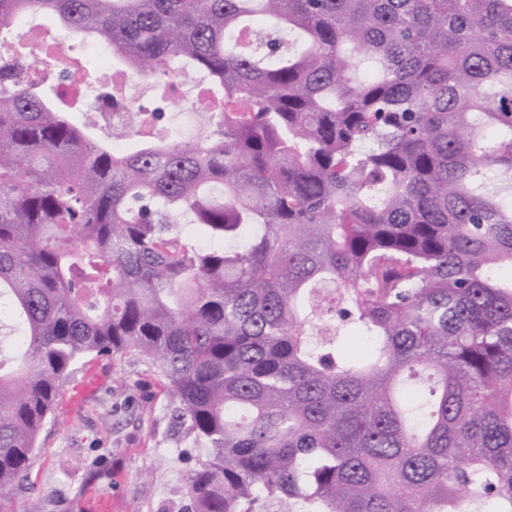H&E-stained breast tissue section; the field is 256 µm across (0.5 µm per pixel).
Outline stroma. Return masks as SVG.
<instances>
[{"mask_svg":"<svg viewBox=\"0 0 512 512\" xmlns=\"http://www.w3.org/2000/svg\"><path fill=\"white\" fill-rule=\"evenodd\" d=\"M163 380L132 357L92 356L64 384L7 512H180L204 458L175 425Z\"/></svg>","mask_w":512,"mask_h":512,"instance_id":"obj_1","label":"stroma"}]
</instances>
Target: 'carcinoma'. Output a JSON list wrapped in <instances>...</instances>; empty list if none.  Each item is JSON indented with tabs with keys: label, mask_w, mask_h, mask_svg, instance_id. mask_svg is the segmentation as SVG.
Wrapping results in <instances>:
<instances>
[{
	"label": "carcinoma",
	"mask_w": 512,
	"mask_h": 512,
	"mask_svg": "<svg viewBox=\"0 0 512 512\" xmlns=\"http://www.w3.org/2000/svg\"><path fill=\"white\" fill-rule=\"evenodd\" d=\"M53 16L27 53L17 19ZM161 91L118 153L67 39ZM207 81L196 140L161 107ZM54 95L47 94V91ZM198 225L207 248L181 234ZM512 0H0V488L92 354L206 451L192 512H512ZM367 347L348 354L339 333Z\"/></svg>",
	"instance_id": "obj_1"
}]
</instances>
